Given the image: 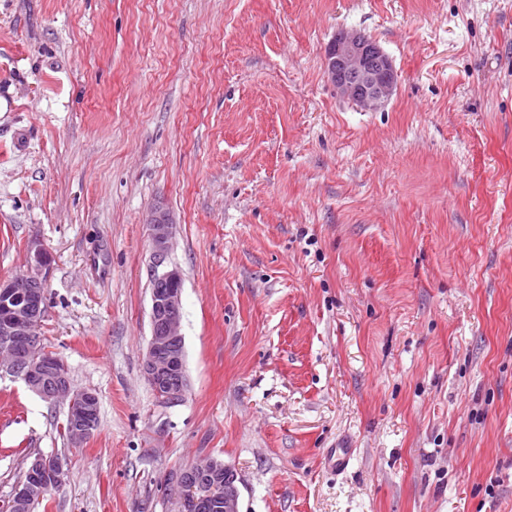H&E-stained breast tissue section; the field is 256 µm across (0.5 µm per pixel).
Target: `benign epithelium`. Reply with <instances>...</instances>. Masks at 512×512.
Returning <instances> with one entry per match:
<instances>
[{
  "label": "benign epithelium",
  "instance_id": "1",
  "mask_svg": "<svg viewBox=\"0 0 512 512\" xmlns=\"http://www.w3.org/2000/svg\"><path fill=\"white\" fill-rule=\"evenodd\" d=\"M324 69L336 91L366 109L384 104L393 92L397 74L381 46L358 31H341L328 44ZM151 240L150 294L151 337L143 373L154 389H163L162 400L180 401L186 389L184 341L180 333L182 318V277L177 268H166L171 249L173 222L158 207L147 219ZM51 253L34 241L28 246L26 270L17 277L0 280V372L20 378L26 387L53 403L72 399L66 380V366L56 355L44 350L39 330L45 318L43 305ZM97 396L81 395L82 409L71 416V445L79 446L92 435L94 404ZM205 475H224L211 484H183L179 512H198L214 503L223 512H239L237 472L221 460L211 459L194 466ZM58 459L37 456L30 461L29 482L18 491V507L42 497L60 479Z\"/></svg>",
  "mask_w": 512,
  "mask_h": 512
}]
</instances>
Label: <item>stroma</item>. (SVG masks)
Returning <instances> with one entry per match:
<instances>
[{
    "label": "stroma",
    "instance_id": "1",
    "mask_svg": "<svg viewBox=\"0 0 512 512\" xmlns=\"http://www.w3.org/2000/svg\"><path fill=\"white\" fill-rule=\"evenodd\" d=\"M355 30L397 72L377 110L325 74ZM157 206L174 404L142 374ZM34 240L99 422L71 447L0 375V512L38 454L37 512H178L205 457L240 512H512V0H0V279ZM62 473V463L57 458H45L43 456H36L34 459L30 461L29 465V477H28V468L23 472V475L20 478V481L17 485L23 486L25 483L27 485L20 491H18V507L22 508L25 506V501L28 499H34L32 502L28 504L27 510L19 511L15 509V494L12 496L11 500L8 503V509L10 512H36V510L42 505L43 500L45 499L46 494L48 493L50 487L60 479V474ZM18 487V488H19ZM53 487V486H52ZM48 490V491H47ZM47 491V492H46ZM46 492V493H45ZM45 495L43 496V494ZM42 498L38 499L36 498Z\"/></svg>",
    "mask_w": 512,
    "mask_h": 512
}]
</instances>
